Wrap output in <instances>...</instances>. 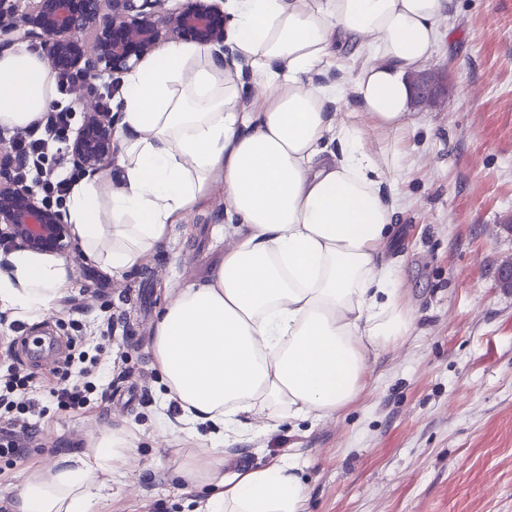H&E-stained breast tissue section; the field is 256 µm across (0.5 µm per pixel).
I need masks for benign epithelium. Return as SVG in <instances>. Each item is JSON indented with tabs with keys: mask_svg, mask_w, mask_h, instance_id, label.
Here are the masks:
<instances>
[{
	"mask_svg": "<svg viewBox=\"0 0 512 512\" xmlns=\"http://www.w3.org/2000/svg\"><path fill=\"white\" fill-rule=\"evenodd\" d=\"M40 41L52 73L79 71L91 80L118 76L154 54L164 42H189L208 50L220 63L234 57L227 34L224 0H0V54L28 41ZM413 105L437 108L445 103L446 81L419 71L409 78ZM117 120L100 96L87 94L83 121L67 138L77 169L101 172L117 154ZM76 235L60 211L40 201L15 176L12 154L0 150V244L4 252L24 249L66 257Z\"/></svg>",
	"mask_w": 512,
	"mask_h": 512,
	"instance_id": "1",
	"label": "benign epithelium"
}]
</instances>
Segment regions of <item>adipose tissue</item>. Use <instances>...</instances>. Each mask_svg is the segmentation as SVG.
Segmentation results:
<instances>
[{
  "mask_svg": "<svg viewBox=\"0 0 512 512\" xmlns=\"http://www.w3.org/2000/svg\"><path fill=\"white\" fill-rule=\"evenodd\" d=\"M452 2L226 0L249 79L188 43L128 72L120 183L105 194L79 182L65 201L85 250L113 273L133 269L217 182L240 227L208 281L181 288L158 314L150 340L186 432L217 428L181 468L187 484L213 489L197 512H305L292 463L226 473L225 444L257 416H339L364 392L372 354L408 336L385 261L410 153L399 138L411 119L406 76L428 60ZM348 46L369 54L357 73L314 81ZM249 80L261 94L247 95ZM54 96L37 53L0 56V127L24 131ZM67 279L62 262L13 251L0 311L38 321ZM134 441L118 422L92 452L29 473L13 512H91Z\"/></svg>",
  "mask_w": 512,
  "mask_h": 512,
  "instance_id": "adipose-tissue-1",
  "label": "adipose tissue"
}]
</instances>
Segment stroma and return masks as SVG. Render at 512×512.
<instances>
[{
  "label": "stroma",
  "mask_w": 512,
  "mask_h": 512,
  "mask_svg": "<svg viewBox=\"0 0 512 512\" xmlns=\"http://www.w3.org/2000/svg\"><path fill=\"white\" fill-rule=\"evenodd\" d=\"M428 69L448 101L414 109L413 163L386 259L413 317L404 345L379 352L363 396L319 424L286 421L224 449L223 469L294 457L307 512H512V0H454ZM224 190L173 227L144 269L117 275L72 251L61 297L39 321L0 314V384L32 386L0 406L20 427L29 399L38 432L24 457L0 455V512L28 472L87 452L125 422L136 441L94 512H192L208 488L176 475L210 427L186 434L149 351L157 314L185 285L206 281L230 245ZM92 383L93 405L58 406L51 391Z\"/></svg>",
  "instance_id": "stroma-1"
}]
</instances>
